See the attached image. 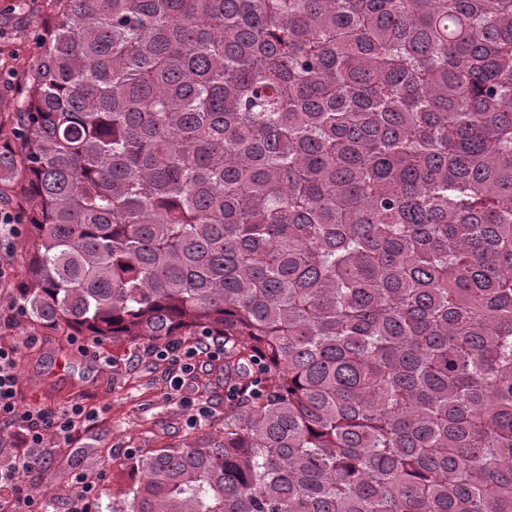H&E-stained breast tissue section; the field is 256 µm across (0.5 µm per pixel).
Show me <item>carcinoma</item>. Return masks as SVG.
Here are the masks:
<instances>
[{
  "instance_id": "carcinoma-1",
  "label": "carcinoma",
  "mask_w": 512,
  "mask_h": 512,
  "mask_svg": "<svg viewBox=\"0 0 512 512\" xmlns=\"http://www.w3.org/2000/svg\"><path fill=\"white\" fill-rule=\"evenodd\" d=\"M50 6L13 306L234 392L112 512H512V0Z\"/></svg>"
}]
</instances>
